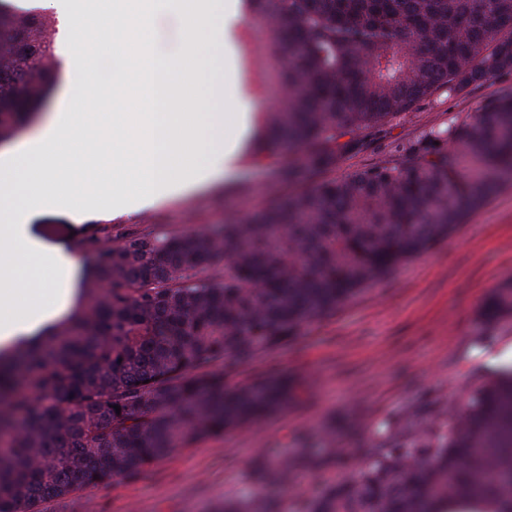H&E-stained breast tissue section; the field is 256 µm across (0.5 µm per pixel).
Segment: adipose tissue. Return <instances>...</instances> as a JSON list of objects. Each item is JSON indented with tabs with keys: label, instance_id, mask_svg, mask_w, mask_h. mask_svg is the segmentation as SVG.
<instances>
[{
	"label": "adipose tissue",
	"instance_id": "ef3b65f1",
	"mask_svg": "<svg viewBox=\"0 0 512 512\" xmlns=\"http://www.w3.org/2000/svg\"><path fill=\"white\" fill-rule=\"evenodd\" d=\"M61 7L77 53L67 70L81 87L69 92L61 111L32 136L0 147V349L25 345L75 307L83 273L61 245L33 231L32 215L58 210L83 216L98 210L95 196L75 201L60 186L91 180L99 167L130 172L132 186L108 202L110 210L137 209L157 198L200 187L232 170L235 149L224 145V115L200 93L207 64L230 51V31L240 17L239 0H44ZM178 16L188 25L221 17L205 37L191 36L166 58L152 52L155 19ZM127 62V72L102 86L95 57L100 47ZM112 99V123L93 125L97 94Z\"/></svg>",
	"mask_w": 512,
	"mask_h": 512
}]
</instances>
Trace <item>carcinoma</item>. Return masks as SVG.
Masks as SVG:
<instances>
[{"label": "carcinoma", "instance_id": "carcinoma-1", "mask_svg": "<svg viewBox=\"0 0 512 512\" xmlns=\"http://www.w3.org/2000/svg\"><path fill=\"white\" fill-rule=\"evenodd\" d=\"M269 36L276 87L259 157L283 178L336 168L340 139L512 72V0H242ZM45 17L0 0V143L39 112L57 75ZM418 159L311 184L215 233L150 228L103 244L75 319L0 357V512H42L79 487L134 479L186 441L288 403L269 377L229 390L224 367L448 239L512 175V95L416 143ZM512 319V280L481 321ZM120 406L116 412L114 406ZM390 437L301 512H442L476 500L512 512V371L446 411L411 409ZM297 458H259L255 487L215 512H278Z\"/></svg>", "mask_w": 512, "mask_h": 512}]
</instances>
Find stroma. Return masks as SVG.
Here are the masks:
<instances>
[{"label":"stroma","instance_id":"1","mask_svg":"<svg viewBox=\"0 0 512 512\" xmlns=\"http://www.w3.org/2000/svg\"><path fill=\"white\" fill-rule=\"evenodd\" d=\"M234 64L251 124L274 103L271 92L254 90V74L242 51ZM512 91V75L465 92L437 91L414 111L357 132L358 147L331 170L333 178L376 166L409 163L410 147L434 131L447 129L493 97ZM280 161L256 162L242 153L228 181L175 193L152 208L100 210L75 220L45 210L33 219L34 232L64 245L85 267L96 259L101 229L111 243L133 229L151 227L158 235L219 231L272 200L302 190L280 180ZM512 278V182L469 213L458 230L430 253L408 260L364 287L336 310L302 325L274 349L256 351L229 370L234 388L269 374L292 380L296 401L287 409L238 431L177 448L136 479L87 485L64 500L44 503L43 512H214L224 498L251 488L250 463L258 456L277 459L297 452L315 460L288 495L272 490L280 512H299L327 483L340 480L346 459L364 460L382 442L389 419L407 408L445 405L465 385L484 380L508 364L512 320L482 325L486 297ZM336 429L340 451L328 463L324 442Z\"/></svg>","mask_w":512,"mask_h":512}]
</instances>
